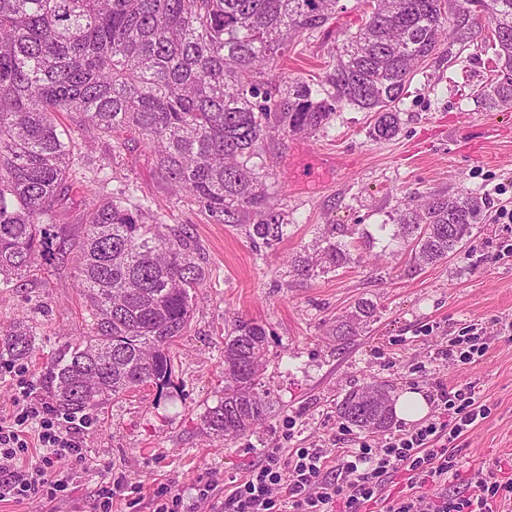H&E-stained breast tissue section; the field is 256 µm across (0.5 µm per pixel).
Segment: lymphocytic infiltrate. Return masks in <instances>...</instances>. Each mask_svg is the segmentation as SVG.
<instances>
[{
    "mask_svg": "<svg viewBox=\"0 0 512 512\" xmlns=\"http://www.w3.org/2000/svg\"><path fill=\"white\" fill-rule=\"evenodd\" d=\"M488 410L474 385L441 389L434 414L390 434L381 447L359 442L354 448H267L228 493L213 503L211 478L197 479L193 496L160 486L153 492L154 512H369L386 480L406 476V490L388 500L384 512H496L512 505V476L478 469L462 476L452 442ZM92 422L57 413L20 383L16 409L0 418V501L23 505L67 497L72 470L86 462L79 439ZM37 430L38 455H30L27 435ZM27 467H20L21 459ZM463 479L468 492L444 493L449 479Z\"/></svg>",
    "mask_w": 512,
    "mask_h": 512,
    "instance_id": "f902f5d3",
    "label": "lymphocytic infiltrate"
}]
</instances>
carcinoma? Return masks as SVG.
Segmentation results:
<instances>
[{"instance_id":"cac0c4a2","label":"carcinoma","mask_w":512,"mask_h":512,"mask_svg":"<svg viewBox=\"0 0 512 512\" xmlns=\"http://www.w3.org/2000/svg\"><path fill=\"white\" fill-rule=\"evenodd\" d=\"M339 2L0 0V288L15 287L43 259L73 254L92 319L90 338L50 368L58 410L89 415L110 396L164 381L170 346L190 321V291L205 287L206 271L187 232L147 223L93 179L74 180L80 160L55 113L78 114L101 134L145 138L179 195L219 224L252 221L270 244L288 226L263 184L261 145L271 133L318 131L343 104L374 113L372 140L395 137L396 103L417 64L481 17L493 25L496 57L481 98L492 108L512 100V0H371L363 24L336 48L328 97L294 78L273 93L268 75L288 41L323 27ZM73 191L83 194L85 222L67 247L51 228ZM485 213L472 191L433 192L404 203L396 223L413 237L414 258L430 264L457 252ZM322 243L292 260L298 274L351 261L350 243ZM374 311L361 302L336 318V341L359 335ZM266 348L265 327L253 320L236 321L224 337V400L205 416L211 433L234 438L265 419ZM34 350L27 316L0 332V360L22 362ZM336 413L380 430L392 422L393 399L372 382L347 392Z\"/></svg>"}]
</instances>
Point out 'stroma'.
Listing matches in <instances>:
<instances>
[{
	"label": "stroma",
	"instance_id": "obj_1",
	"mask_svg": "<svg viewBox=\"0 0 512 512\" xmlns=\"http://www.w3.org/2000/svg\"><path fill=\"white\" fill-rule=\"evenodd\" d=\"M324 28L289 43L272 70L273 81H323L336 63V46L356 32L363 8L345 0ZM487 21L473 25L452 57L420 67L400 104V130L371 140V113L345 106L314 133L276 134L263 144L265 185L288 219L283 240L265 244L243 224H219L193 201L176 198L154 167L147 140L117 143L60 117L84 156L82 168L105 192L124 191L129 205L155 221L193 236L206 285L192 297L188 328L171 347L173 369L161 386L106 400L83 436L86 465L68 497L25 506L0 502V512H95L104 473L125 493L114 512H153L160 485L191 495L198 477L213 476L224 497L259 461L266 448H350L358 428L336 416L345 393L369 382L392 398L408 390L435 398L443 387L473 383L490 408L487 418L456 441L468 470L512 462V226H474L462 249L425 265L398 233L396 213L405 201L464 188L485 198L487 210H512V104L489 108L478 96L493 77ZM322 173L308 181L311 169ZM341 232H333V225ZM360 225L365 238L343 268L307 279L291 260L316 241ZM376 312L359 336L337 344L336 317L358 302ZM27 315L36 337L24 362L0 368V417L14 410L18 381L52 399L49 368L72 342L88 333L89 317L72 265L38 266L18 288H0V328ZM254 320L267 331L260 394L267 419L232 438L209 433L205 414L224 397V333L235 320ZM482 330L489 348L473 363L443 355L452 340ZM295 420L288 428L287 420ZM380 446L382 433L366 434Z\"/></svg>",
	"mask_w": 512,
	"mask_h": 512
}]
</instances>
